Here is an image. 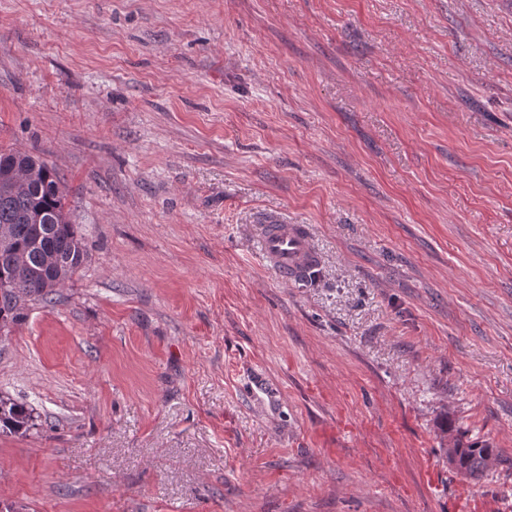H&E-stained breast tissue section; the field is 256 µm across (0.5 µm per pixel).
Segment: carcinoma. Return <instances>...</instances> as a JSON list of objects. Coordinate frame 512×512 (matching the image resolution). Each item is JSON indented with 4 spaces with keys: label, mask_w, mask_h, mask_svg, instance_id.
Returning <instances> with one entry per match:
<instances>
[{
    "label": "carcinoma",
    "mask_w": 512,
    "mask_h": 512,
    "mask_svg": "<svg viewBox=\"0 0 512 512\" xmlns=\"http://www.w3.org/2000/svg\"><path fill=\"white\" fill-rule=\"evenodd\" d=\"M66 191L54 167L31 154L0 149V324L23 317L29 301L51 303L56 288L72 278L87 258L78 225L65 209ZM32 408L0 397V430L27 432ZM448 462L477 479L499 464L488 442L451 437Z\"/></svg>",
    "instance_id": "cac0c4a2"
}]
</instances>
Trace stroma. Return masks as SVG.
I'll return each mask as SVG.
<instances>
[{
    "instance_id": "stroma-1",
    "label": "stroma",
    "mask_w": 512,
    "mask_h": 512,
    "mask_svg": "<svg viewBox=\"0 0 512 512\" xmlns=\"http://www.w3.org/2000/svg\"><path fill=\"white\" fill-rule=\"evenodd\" d=\"M0 147L88 251L0 329V512H512V0H0ZM262 250L279 280L291 284L320 262L305 224L267 220L260 226ZM31 407L10 398L0 397V430L2 432H27L32 422ZM446 448L448 462L466 478L478 479L499 464L497 448L487 441L464 443L461 437L452 436Z\"/></svg>"
}]
</instances>
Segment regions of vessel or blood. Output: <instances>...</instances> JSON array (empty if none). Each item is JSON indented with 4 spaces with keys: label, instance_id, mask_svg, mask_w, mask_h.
<instances>
[{
    "label": "vessel or blood",
    "instance_id": "obj_1",
    "mask_svg": "<svg viewBox=\"0 0 512 512\" xmlns=\"http://www.w3.org/2000/svg\"><path fill=\"white\" fill-rule=\"evenodd\" d=\"M260 237L263 254L282 283H293L320 262L305 225L268 220L260 227Z\"/></svg>",
    "mask_w": 512,
    "mask_h": 512
}]
</instances>
